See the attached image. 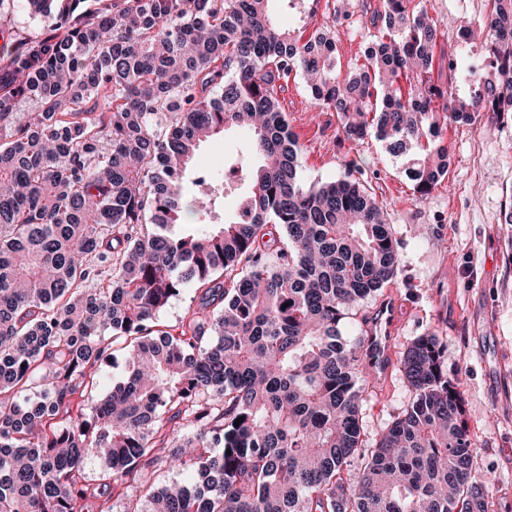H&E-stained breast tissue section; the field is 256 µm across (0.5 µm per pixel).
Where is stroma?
Segmentation results:
<instances>
[{
    "instance_id": "obj_1",
    "label": "stroma",
    "mask_w": 512,
    "mask_h": 512,
    "mask_svg": "<svg viewBox=\"0 0 512 512\" xmlns=\"http://www.w3.org/2000/svg\"><path fill=\"white\" fill-rule=\"evenodd\" d=\"M348 0V18L336 26L338 74L362 64L373 27L364 3ZM444 19L432 78L448 84V64L460 39L447 19L480 18L488 0H426ZM281 24L310 34L330 20V0H307L304 12L276 0ZM290 129L301 145V176L323 184L353 173L369 185L388 213L399 257L389 289L401 302L403 326L395 347L438 330L446 345L448 375L459 379L469 429L479 454L477 468L493 478L494 512H512V224L504 210L512 196V112H482L470 125L449 124L443 139L451 154L447 175L419 197L406 168L409 159L390 154L376 135L354 141L344 136L337 112L315 105L301 75H291L278 93ZM248 137L232 129L204 143L193 165L219 176L225 158L243 150ZM412 392L400 372L387 384L368 389L362 406L363 430L375 438L404 408Z\"/></svg>"
}]
</instances>
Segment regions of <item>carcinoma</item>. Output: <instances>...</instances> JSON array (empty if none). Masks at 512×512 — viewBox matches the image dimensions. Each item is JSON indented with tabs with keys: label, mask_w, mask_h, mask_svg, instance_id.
Instances as JSON below:
<instances>
[{
	"label": "carcinoma",
	"mask_w": 512,
	"mask_h": 512,
	"mask_svg": "<svg viewBox=\"0 0 512 512\" xmlns=\"http://www.w3.org/2000/svg\"><path fill=\"white\" fill-rule=\"evenodd\" d=\"M270 2L0 0L58 16L0 85V512H83L93 457L101 485L135 492L121 512H489L438 333L405 347L413 400L365 440L373 378L343 329L393 280L395 239L358 179L303 183L278 89L307 76L347 138L373 130L409 156L425 197L448 173V120L512 112V0L460 29L467 49L484 35L492 66H451L444 90L424 0H384L343 79L336 31L305 38ZM233 127L250 133L232 161L245 220L224 216L222 180L184 190ZM190 285L188 329L158 328ZM119 342L129 375L95 400ZM161 464L184 478L158 485Z\"/></svg>",
	"instance_id": "obj_1"
}]
</instances>
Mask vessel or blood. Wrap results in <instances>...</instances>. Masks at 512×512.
<instances>
[{
    "label": "vessel or blood",
    "instance_id": "b4317fda",
    "mask_svg": "<svg viewBox=\"0 0 512 512\" xmlns=\"http://www.w3.org/2000/svg\"><path fill=\"white\" fill-rule=\"evenodd\" d=\"M402 316L397 299L390 298L372 314L365 343L366 362L379 382H388L395 361V339Z\"/></svg>",
    "mask_w": 512,
    "mask_h": 512
}]
</instances>
